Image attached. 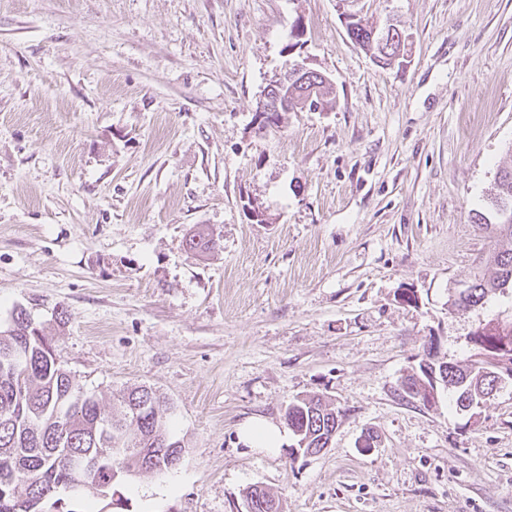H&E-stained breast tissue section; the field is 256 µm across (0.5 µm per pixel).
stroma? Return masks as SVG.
Here are the masks:
<instances>
[{
    "instance_id": "1",
    "label": "stroma",
    "mask_w": 512,
    "mask_h": 512,
    "mask_svg": "<svg viewBox=\"0 0 512 512\" xmlns=\"http://www.w3.org/2000/svg\"><path fill=\"white\" fill-rule=\"evenodd\" d=\"M362 5L402 65L340 0H0V325L25 308L104 409L164 398L184 456L127 512H243L256 485L285 512H512V386L473 423L399 394L427 346L464 365L512 318L511 292L452 304L512 245L475 219L512 165V0ZM297 22L331 101L265 130ZM313 394L344 412L320 455L241 441ZM369 25V24H368ZM390 27H386L383 31L378 32V27L369 25L372 29L371 39L376 38L381 48L385 47L384 53L388 51L396 50L398 41L401 43L400 49H397L395 56L392 58V66L397 60L404 57L403 45L405 44L407 37L404 33L394 24H390ZM389 31V35H388ZM396 32V33H395ZM400 50V51H399Z\"/></svg>"
}]
</instances>
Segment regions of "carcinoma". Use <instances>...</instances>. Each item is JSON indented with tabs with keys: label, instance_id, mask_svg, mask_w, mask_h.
Here are the masks:
<instances>
[{
	"label": "carcinoma",
	"instance_id": "obj_1",
	"mask_svg": "<svg viewBox=\"0 0 512 512\" xmlns=\"http://www.w3.org/2000/svg\"><path fill=\"white\" fill-rule=\"evenodd\" d=\"M362 49L377 54V42L356 27L348 34ZM489 204L494 221L483 214L477 221L492 226L500 236L512 240V223L503 224L500 205L512 207V167L500 171ZM189 247L202 253L213 252L217 241L210 234L197 232L186 239ZM489 276L476 277L467 294L454 299L462 309L477 306L487 297L512 287V247L487 260ZM512 329V321L491 320L474 332L471 342L475 359L461 366L435 357L427 366L401 382L403 396L409 399L430 383L427 372L444 380L448 405L463 414L471 405H480L493 390L495 366L484 359L501 327ZM0 512H44L45 501L59 490L97 497L114 495L126 478L150 469L165 471L174 466L181 441L170 434L164 420L160 397L150 387L130 390L121 400L119 412H102L95 396L81 391L75 378L57 359L43 327L32 322L23 308L14 311L11 325L0 331ZM341 411L319 395H309L288 405L285 420L296 433V447L288 455L309 454L310 449L327 447L336 433ZM85 455L88 465L83 485L75 483L65 450ZM26 470L29 484L24 488L27 509L17 507V485L9 480L16 467ZM118 472L112 478V471Z\"/></svg>",
	"mask_w": 512,
	"mask_h": 512
}]
</instances>
